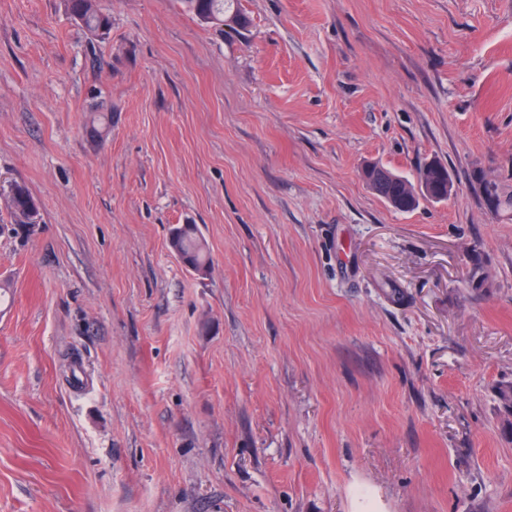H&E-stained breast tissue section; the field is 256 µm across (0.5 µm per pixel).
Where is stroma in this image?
Segmentation results:
<instances>
[{"instance_id": "35a3bbf8", "label": "stroma", "mask_w": 512, "mask_h": 512, "mask_svg": "<svg viewBox=\"0 0 512 512\" xmlns=\"http://www.w3.org/2000/svg\"><path fill=\"white\" fill-rule=\"evenodd\" d=\"M100 2L0 0V512H512V0ZM69 15L94 35H106L110 20L98 0H66ZM187 12L193 14L200 22L220 29L240 24V17L232 10L234 0H179ZM426 165H428L430 167V172L432 174L433 186L431 188L432 193L430 196H426L421 189V185H422L423 190L426 193L428 191V179H427L428 168H425L423 170V168ZM426 165H424L422 168H420V170L418 172V174L420 176V174L422 173V170H423V175L421 178V185H420V190L422 192V196L425 198L428 197V198H431L434 200H438L437 202L447 201L452 193V188L448 190V170H447V168L440 163H428ZM385 195L389 200L385 201L394 209L402 212L415 209L419 203V193L414 183H412L408 178L397 173H392V178L387 184ZM409 198L414 201L412 203L409 202ZM409 206H412V208H408ZM479 187L485 196L488 205L495 211L512 208V194L502 191L495 181L485 178L479 180ZM10 204L15 217V224L28 228L37 224L38 205L23 185L15 184L11 188ZM169 241L185 259L184 264L193 272L197 273V271L210 268L211 258L196 225L178 224L174 226ZM177 252L175 251V253Z\"/></svg>"}]
</instances>
